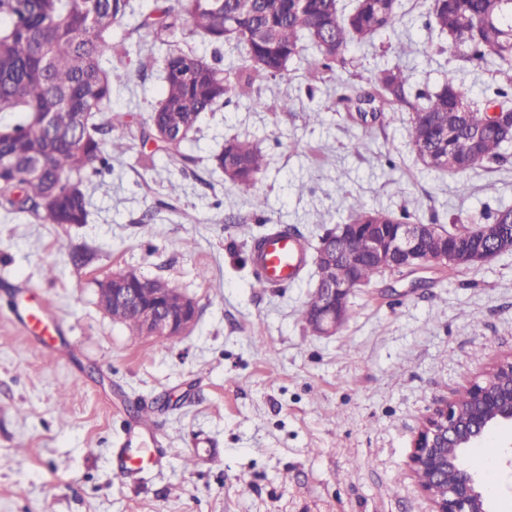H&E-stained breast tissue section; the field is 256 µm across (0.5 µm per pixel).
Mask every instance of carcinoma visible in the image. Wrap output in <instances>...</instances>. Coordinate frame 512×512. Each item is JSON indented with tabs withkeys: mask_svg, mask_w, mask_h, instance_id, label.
Returning a JSON list of instances; mask_svg holds the SVG:
<instances>
[{
	"mask_svg": "<svg viewBox=\"0 0 512 512\" xmlns=\"http://www.w3.org/2000/svg\"><path fill=\"white\" fill-rule=\"evenodd\" d=\"M425 25L437 33L439 51L457 69L492 65L495 79L483 91V104L463 84L448 81L432 92H412L410 75L394 65L378 70L369 89L352 88L339 102L358 112L362 123L389 122L407 110V137L415 158L427 170L466 172L507 161L512 122L491 120L487 112L512 104V0H423ZM129 0H0V112H23L24 121L0 135V206L30 214L44 224H85L88 199L82 174L112 168L124 153L131 130L118 115L104 116L114 90L130 83L125 63L130 50L112 31L127 18ZM399 0H162L155 10L166 18L156 40L168 46L164 85L150 113L145 135L177 132L167 146L179 154L202 113L232 97L267 107L260 86L288 77V64L306 63L313 78L350 66L351 48L393 32L402 15ZM192 32L240 51L241 65L217 69L169 40L183 22ZM122 63L109 68L104 61ZM225 180L257 208V176L265 166L260 148L247 138L224 139L211 157ZM495 225L499 247L512 245V207L486 216ZM351 224H413L412 215L352 207ZM482 222L448 236V249H468L480 240L470 232ZM355 279L370 284L382 275L364 263ZM460 419L473 412L472 391L457 394Z\"/></svg>",
	"mask_w": 512,
	"mask_h": 512,
	"instance_id": "obj_1",
	"label": "carcinoma"
}]
</instances>
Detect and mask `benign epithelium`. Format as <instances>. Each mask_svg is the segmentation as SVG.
<instances>
[{
	"label": "benign epithelium",
	"instance_id": "7a95c632",
	"mask_svg": "<svg viewBox=\"0 0 512 512\" xmlns=\"http://www.w3.org/2000/svg\"><path fill=\"white\" fill-rule=\"evenodd\" d=\"M347 237L359 241V251L349 257L350 266L365 257L383 268L397 258L412 270L434 263L442 267L480 265L494 254L493 234L486 231L487 244L466 251H448V233L437 224H401L388 231L383 224H346ZM429 237L441 240L435 256L425 257L419 244ZM318 258L336 267L343 278L344 262L336 254L332 240L319 249ZM149 278L134 271L112 274L98 285V300L104 311L126 308L136 314L140 335L158 339H178L197 322L196 301L181 294L177 306L146 289ZM358 287L353 282H317L314 294L318 305L311 311V328L319 335H331L345 321L348 294ZM480 409L466 423L458 419L454 403L438 406L423 422L409 457L413 470L428 468L432 482L423 488L432 503L433 512H488L486 498L479 482L467 471L460 459L448 458L447 449H470L481 441L498 423L512 421V357L496 361L485 373L484 380L472 384Z\"/></svg>",
	"mask_w": 512,
	"mask_h": 512
}]
</instances>
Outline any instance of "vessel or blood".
Segmentation results:
<instances>
[{
  "instance_id": "1",
  "label": "vessel or blood",
  "mask_w": 512,
  "mask_h": 512,
  "mask_svg": "<svg viewBox=\"0 0 512 512\" xmlns=\"http://www.w3.org/2000/svg\"><path fill=\"white\" fill-rule=\"evenodd\" d=\"M307 244L295 237L272 230L262 247L259 271L267 287H279L298 279L307 263ZM51 316L48 306L28 293H20L14 307L15 321L21 331L32 333Z\"/></svg>"
}]
</instances>
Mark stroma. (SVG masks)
Listing matches in <instances>:
<instances>
[{
    "mask_svg": "<svg viewBox=\"0 0 512 512\" xmlns=\"http://www.w3.org/2000/svg\"><path fill=\"white\" fill-rule=\"evenodd\" d=\"M401 11L395 33L352 48L347 70L313 81L293 62L287 79L262 86L266 108L219 104L176 155L141 135L162 94L153 63L112 95L108 111L129 123L131 148L111 171L87 172V223L0 219V512H432L409 455L438 405L512 355V253L473 269L384 273L350 293L331 336L300 318L314 264L275 288L254 287L251 264L254 238L288 226L316 245L355 202L448 230L512 206V158L429 171L408 143V112L381 127L339 104L387 65L404 67L422 92L452 79L478 97L492 82L488 68L463 74L435 53L421 0H401ZM313 108L323 120L309 125ZM231 136L267 158L263 211L211 165ZM129 269L192 297L195 326L162 340L113 321L98 284ZM21 286L62 326L44 349L13 327ZM142 405L157 447L178 454L124 477L114 450L139 431ZM508 456L507 424L470 455L500 512H512Z\"/></svg>",
    "mask_w": 512,
    "mask_h": 512,
    "instance_id": "1",
    "label": "stroma"
}]
</instances>
